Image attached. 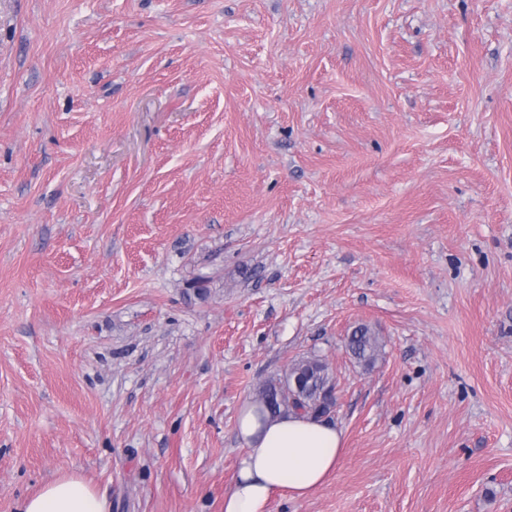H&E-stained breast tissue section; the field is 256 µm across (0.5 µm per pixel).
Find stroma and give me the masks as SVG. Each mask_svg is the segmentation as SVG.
Wrapping results in <instances>:
<instances>
[{
  "instance_id": "obj_1",
  "label": "stroma",
  "mask_w": 512,
  "mask_h": 512,
  "mask_svg": "<svg viewBox=\"0 0 512 512\" xmlns=\"http://www.w3.org/2000/svg\"><path fill=\"white\" fill-rule=\"evenodd\" d=\"M310 353L268 512H512V0H0V512H224ZM345 348L350 358L366 370L374 366L380 352L378 337L367 325L356 327L347 336ZM299 370L316 372L321 384L334 381L328 363L317 355L295 361L283 380ZM283 380L262 386L259 411L257 400L245 402L241 408L238 432L246 451L224 496V512H268L275 497L304 498L339 464L341 429L316 420L334 411L330 407L336 405V399L330 403L316 386L284 396ZM260 413L275 418L263 419ZM18 512H109L107 501L84 481L65 476L46 484L25 498Z\"/></svg>"
}]
</instances>
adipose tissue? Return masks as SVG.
Instances as JSON below:
<instances>
[{
	"mask_svg": "<svg viewBox=\"0 0 512 512\" xmlns=\"http://www.w3.org/2000/svg\"><path fill=\"white\" fill-rule=\"evenodd\" d=\"M238 432L245 453L224 512H268L275 497H306L336 470L342 454L341 429L295 414L265 418L254 401L243 405ZM19 512H109V506L84 481L65 476L25 498Z\"/></svg>",
	"mask_w": 512,
	"mask_h": 512,
	"instance_id": "1",
	"label": "adipose tissue"
}]
</instances>
